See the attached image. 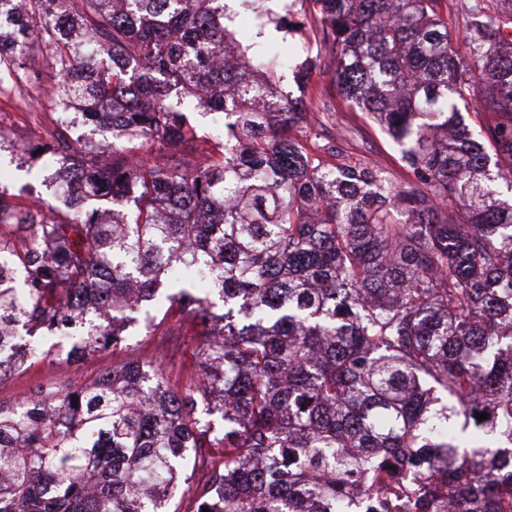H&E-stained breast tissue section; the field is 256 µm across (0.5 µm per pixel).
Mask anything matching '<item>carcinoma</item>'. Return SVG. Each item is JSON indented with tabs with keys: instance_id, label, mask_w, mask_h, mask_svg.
Wrapping results in <instances>:
<instances>
[{
	"instance_id": "cac0c4a2",
	"label": "carcinoma",
	"mask_w": 512,
	"mask_h": 512,
	"mask_svg": "<svg viewBox=\"0 0 512 512\" xmlns=\"http://www.w3.org/2000/svg\"><path fill=\"white\" fill-rule=\"evenodd\" d=\"M450 2L313 0L394 183L290 135L289 61L224 0H0V91L49 54L70 126L110 134L26 147L65 207L0 190V379L128 349L164 304L203 327L183 391L132 356L0 403V512H170L183 486L195 512H512V0ZM184 99L224 116L193 165Z\"/></svg>"
}]
</instances>
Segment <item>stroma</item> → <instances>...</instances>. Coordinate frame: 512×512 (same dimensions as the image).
I'll return each mask as SVG.
<instances>
[{
  "instance_id": "stroma-1",
  "label": "stroma",
  "mask_w": 512,
  "mask_h": 512,
  "mask_svg": "<svg viewBox=\"0 0 512 512\" xmlns=\"http://www.w3.org/2000/svg\"><path fill=\"white\" fill-rule=\"evenodd\" d=\"M273 17L290 16L293 28L287 43L298 58L321 52L320 31L313 19L312 0H264ZM31 79L20 81L0 94V185L15 194L18 203L31 205L36 201L59 205L52 187L43 180L29 178V163L22 151L24 145L48 141L64 132L59 115L51 107L56 97L57 73L52 61L35 56L30 63ZM280 89L284 95L303 101L308 110L305 128L296 130L302 140L331 142L341 146L352 158L363 159L384 169L392 179L404 175L394 148L363 113L349 109L336 90L325 66H317L311 84L297 81L293 70L281 73ZM132 343L140 359L163 358L167 376L174 388L189 382L197 357L200 338L193 324H185L179 335L159 330L157 335L143 336L141 325H133ZM126 357L123 350H103L77 363L36 361L29 369L0 379V402L7 404L30 394L39 387H52L65 381L85 382L103 369L118 364Z\"/></svg>"
}]
</instances>
